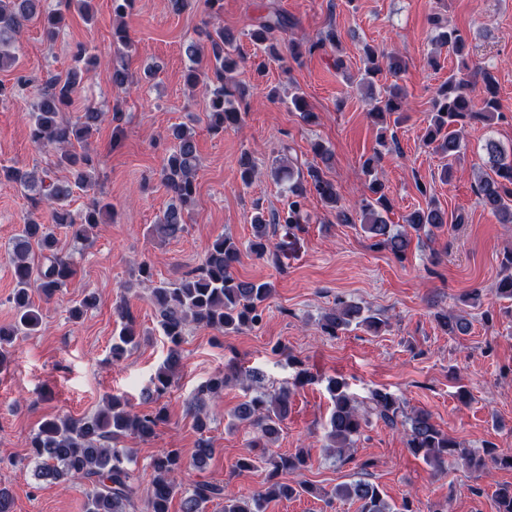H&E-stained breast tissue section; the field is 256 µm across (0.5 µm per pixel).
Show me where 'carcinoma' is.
Instances as JSON below:
<instances>
[{"label":"carcinoma","instance_id":"cac0c4a2","mask_svg":"<svg viewBox=\"0 0 512 512\" xmlns=\"http://www.w3.org/2000/svg\"><path fill=\"white\" fill-rule=\"evenodd\" d=\"M132 2L112 0L113 12L121 18L112 30V45L115 55L120 58L124 57L129 41L123 18L130 12ZM32 19L39 21L49 41L56 38L64 24L63 13L46 6V0H0L1 69L16 62L11 48L26 22ZM432 25L437 31L435 43L448 47L461 64H466L470 55L468 38L459 29L442 24L438 15L432 18ZM292 26L287 13L269 6L266 14L256 19L249 36L263 46L267 58L282 61L284 57L275 34L286 33ZM204 37L206 45L192 41L185 48L189 60L185 80L192 90L208 96V126L218 135L241 122V112L231 100L234 90L228 85L229 74L236 70L241 58L233 46L234 37L224 31L223 26H212L204 32ZM363 52L362 80L370 89L383 70L397 73L403 68L402 59L394 54L369 45L364 46ZM96 63V55L79 47L74 65L65 77L49 78L48 89L42 92L28 115L32 141L54 150L56 170H47L38 176L16 167L0 166L1 182L36 191L34 204L50 208V223L41 221L32 212L12 240L15 319L7 327L0 326V371L9 359L6 345L20 335L30 336L38 331L40 313L31 300V292L35 290L44 299L51 300L68 288L77 273L73 257L59 251L52 225L65 226L72 242L83 245L99 223L102 212L111 209L109 204L99 200L88 203L77 217L69 209L76 191L86 188L96 173L97 163L88 148V139L103 122L105 113L87 106L73 121L63 119V113L72 108L74 96L83 82V73ZM482 82L483 107L479 111L472 108L469 84L455 74L448 76L432 100L425 143L452 161L459 160L465 153L462 129L468 122L479 120L490 125L500 117L497 81L490 69H483ZM370 99L373 105L368 117L374 121L402 112L407 106L406 94L396 84L382 93L370 95ZM172 137V146L161 171L162 181L171 194V203L153 225L154 232L164 238H175L185 231L195 203V176L199 165L191 129L179 124L173 127ZM312 150L317 162L307 166L306 170H278L288 194L286 215L255 205L249 249L256 257L278 259L270 226L307 221L306 206L311 195L329 208L336 223L360 224L361 230L372 240V246L389 250L399 260L405 258L410 246L409 233L431 239L448 224V212L432 198L428 199L426 207L409 212L403 225L398 227L388 223L384 213L389 211L390 201L383 184L375 176L381 158L378 151L363 164L369 182L358 207L342 206L336 184L323 172V168L331 164V153L320 142L314 143ZM484 151L490 173L480 177L477 193L500 223L512 224V152H506L492 139L486 141ZM239 255L234 239L228 235L220 236L208 246L197 268L152 288L150 299L156 309L158 331L170 344L163 366L152 379L156 395H162L171 385V378L181 362L179 348L189 326L228 335L255 327L262 321L263 305L270 298L273 287L268 282L243 281L235 277L233 267L239 261ZM501 266L506 275L500 280L496 294L512 300V250L504 254ZM116 315L120 329L112 336L110 347L115 362L140 343V333L128 309L120 304L116 307ZM354 324L377 333L384 321L374 313L365 315L361 307L341 300L323 315L320 329L323 335L336 337ZM441 326L451 336L465 335L470 330V322L460 314L442 315ZM259 379V372L235 366L229 373L219 372L202 382L189 401V411L197 427L207 428L210 421L207 407L221 397L229 381L240 382L248 391ZM328 391L333 409L327 423L326 439L328 447L338 453L352 446L354 438L361 432L362 423L367 421L368 415L374 414L387 424L405 426L410 452L428 464L442 468L461 460L474 471L486 467L484 457L459 452V444L440 432L427 412L420 410L405 414L403 402L391 393L373 391L369 405L361 411L344 382L330 380ZM289 408V389L273 393L258 389L235 414L240 422L255 430L257 439L267 448L262 456L242 458L236 464L241 471L262 467L267 472L265 491L252 497L228 494L220 482L204 480L183 487L178 477L185 467L184 458L179 450L171 449L151 460L150 487L146 498H141L140 473L131 467L130 449L121 448L119 444L130 435L142 440L152 438L157 428L167 421V412L160 405L146 413L134 412L128 400L118 395L110 397L102 410L91 415L76 418L65 414L45 421L29 441L36 463L35 476L50 483L83 486L86 512H134L140 508L141 501L144 502L143 512H171V503L177 496L180 497V512H204L205 507L214 502L222 505V512H263L264 503L270 498L290 499L314 494V488L304 481L288 483L280 480L284 473L305 469L310 464L307 453L299 450L294 454H281L268 449V443L278 437ZM215 453L212 441L202 437L197 441L190 465L200 469ZM332 495L359 503V512H393L380 490L362 480L338 485ZM494 497L497 512H512V484L498 485Z\"/></svg>","mask_w":512,"mask_h":512}]
</instances>
